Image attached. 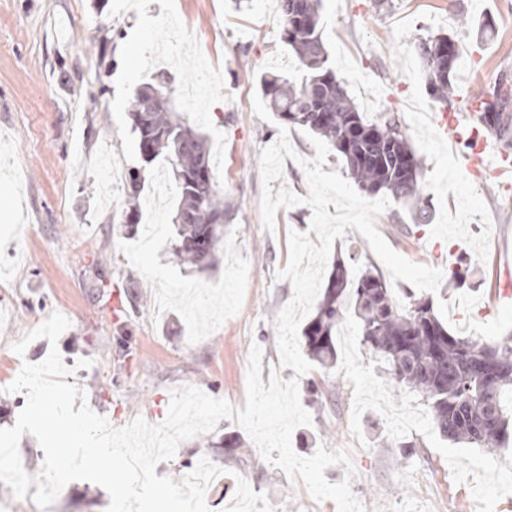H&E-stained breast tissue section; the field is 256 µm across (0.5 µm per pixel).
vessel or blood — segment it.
I'll return each mask as SVG.
<instances>
[{
	"label": "vessel or blood",
	"mask_w": 512,
	"mask_h": 512,
	"mask_svg": "<svg viewBox=\"0 0 512 512\" xmlns=\"http://www.w3.org/2000/svg\"><path fill=\"white\" fill-rule=\"evenodd\" d=\"M481 96L470 94L462 102V109L458 112H444L437 119L439 127L460 130L471 147L470 165L473 169L484 166L485 154H492L496 163L495 171L499 174L512 173V152L502 147H490L489 140L484 132L473 125L472 120L480 111Z\"/></svg>",
	"instance_id": "vessel-or-blood-1"
}]
</instances>
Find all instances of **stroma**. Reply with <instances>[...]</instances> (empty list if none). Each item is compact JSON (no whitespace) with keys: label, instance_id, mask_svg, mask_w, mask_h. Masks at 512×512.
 Listing matches in <instances>:
<instances>
[{"label":"stroma","instance_id":"obj_1","mask_svg":"<svg viewBox=\"0 0 512 512\" xmlns=\"http://www.w3.org/2000/svg\"><path fill=\"white\" fill-rule=\"evenodd\" d=\"M173 15L190 33L179 57L148 59L168 33ZM492 20V34L479 24ZM278 0H0V344L17 343L52 313L70 326L57 343L38 339L23 356L42 362L58 348L64 364L88 358L74 376L90 408L121 428L141 417L165 420L173 388L193 385L210 397L245 404L252 345L263 350L262 381L282 379L275 317L293 294L278 279L289 258L290 231H306V205L279 209L273 230L260 214L261 152L279 139V123L261 92L264 72L299 76L298 61L281 40ZM322 39L337 78L367 118L397 116L423 161L422 185L431 204L428 223L392 204L376 219L388 245L407 260L453 271L467 256L469 286H441L431 299L458 335L493 341L512 334V304L491 295L496 265L512 260V186L491 175L474 178L470 150L434 122L442 104L427 92L416 46L448 35L460 46L457 96L512 81V0H322ZM143 60L131 66V50ZM167 74L171 103L210 146L218 188L232 206L217 269L200 272L168 259L176 204L174 188L155 195L167 166L144 164L132 130L137 91ZM296 159L282 179L307 196L299 158L315 157L307 131H290ZM123 167L143 169L141 221L122 231L126 182L101 184L102 153ZM127 300L114 319L113 291ZM334 400L301 393L312 423L297 428L292 445L307 457L345 450L344 466L324 472L350 479L366 512H512V442L501 448L452 445L436 434L421 398L395 393L366 356L353 317L337 336ZM235 422L184 441L155 473L181 480L200 459L221 468L225 481L206 493L211 512H226L240 488L243 512H337L315 501L301 479L267 462L253 442L243 456L226 455L224 435ZM415 443L406 452L405 443ZM53 504L57 512H107L109 493L77 480Z\"/></svg>","mask_w":512,"mask_h":512}]
</instances>
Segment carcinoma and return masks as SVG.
<instances>
[{
    "label": "carcinoma",
    "mask_w": 512,
    "mask_h": 512,
    "mask_svg": "<svg viewBox=\"0 0 512 512\" xmlns=\"http://www.w3.org/2000/svg\"><path fill=\"white\" fill-rule=\"evenodd\" d=\"M279 6L282 41L296 56L303 77L295 81L276 71L264 73L260 85L267 109L280 123L321 137L361 190L411 203L427 218L423 161L395 117L365 118L337 80L320 32L321 0H279ZM418 54L430 95L453 107L458 43L448 35L430 37L420 42ZM167 82L161 75L137 93L131 103L133 128L141 156L149 162L163 156L177 191L172 261L208 268L220 252L229 212L210 167L206 138L172 109ZM505 85L503 78L482 90L488 101L479 119L485 131L512 147V91ZM350 312L362 346L393 389L420 397L443 439L477 448H499L512 440V409L504 403L505 394H512V336L487 343L452 334L431 300L417 299L402 308L381 272L367 266L354 274L342 257L334 261L301 330L305 354L318 373L307 382L311 394L323 393L336 367L337 330Z\"/></svg>",
    "instance_id": "obj_1"
}]
</instances>
